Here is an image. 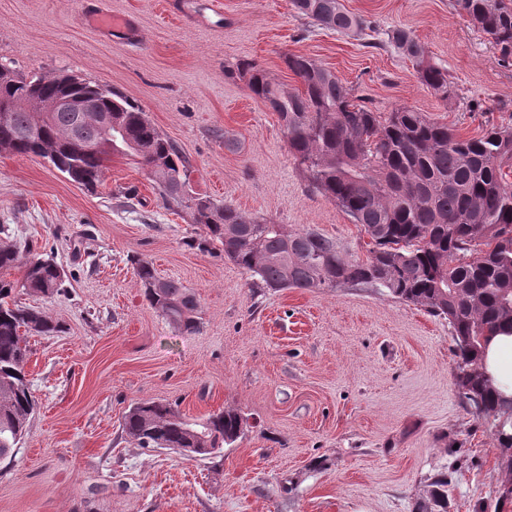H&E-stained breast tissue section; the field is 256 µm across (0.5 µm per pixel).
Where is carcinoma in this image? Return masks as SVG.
<instances>
[{
	"mask_svg": "<svg viewBox=\"0 0 512 512\" xmlns=\"http://www.w3.org/2000/svg\"><path fill=\"white\" fill-rule=\"evenodd\" d=\"M298 14L322 29L361 35L372 22L347 11L340 0H292ZM455 10L490 36L503 59L512 56V0H455ZM389 46L415 61L423 85L448 100V71L426 60L424 47L402 27L384 31ZM284 63L301 88L285 90L265 71L237 65L251 93L277 112L288 144L310 185L334 201L369 238L360 258L314 229L288 231L251 213L187 192L190 168L178 147L163 136L126 97L69 74L24 76L0 81V150L46 158L87 188L101 183L115 153L150 169L164 205L191 211L205 236L196 248L218 249L258 288H371L448 321L456 357L459 395L489 424L499 445L512 444V401L496 397L481 367L489 336L512 328V128L487 124L482 134L462 137L420 112L398 108L386 117L349 99L336 74L302 55ZM67 97L98 101L112 115V150L93 121L71 135L75 112H55L39 124L13 107ZM0 462L12 461L28 434L36 405L24 366L27 337L55 336L62 324L35 307L10 303L16 289L50 294L62 284L50 258L30 256V246L0 228ZM149 304L180 333L201 328L196 295L175 279H161L153 263L133 258ZM21 277L13 278L15 272ZM123 430L141 448L205 457L234 444L243 417L220 410L191 422L172 404L145 401L124 415ZM448 472L431 482L430 512H447Z\"/></svg>",
	"mask_w": 512,
	"mask_h": 512,
	"instance_id": "carcinoma-1",
	"label": "carcinoma"
}]
</instances>
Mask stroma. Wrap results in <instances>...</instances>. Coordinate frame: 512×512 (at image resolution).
<instances>
[{
    "mask_svg": "<svg viewBox=\"0 0 512 512\" xmlns=\"http://www.w3.org/2000/svg\"><path fill=\"white\" fill-rule=\"evenodd\" d=\"M341 2L378 30L410 29L447 70L448 100L412 60L314 26L291 0H0V64L121 93L180 148L194 192L362 257L360 225L309 185L277 113L226 67L254 64L293 91L283 58L304 55L375 111L407 107L472 137L512 126V61L454 0ZM1 224L65 276L55 294H17L64 330L30 338L37 407L0 464V512H418L441 471L448 512H475L512 479L459 399L446 321L369 288L252 287L223 253L191 247L202 226L167 209L133 157L113 155L91 192L0 151ZM136 256L197 296L200 332L149 306ZM149 399L197 422L233 409L247 428L206 458L140 448L122 417Z\"/></svg>",
    "mask_w": 512,
    "mask_h": 512,
    "instance_id": "1",
    "label": "stroma"
}]
</instances>
